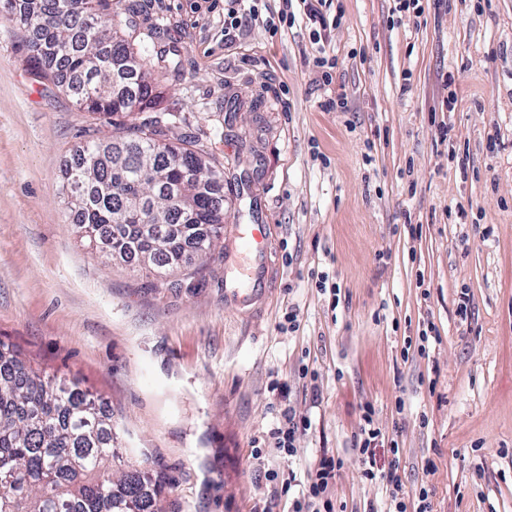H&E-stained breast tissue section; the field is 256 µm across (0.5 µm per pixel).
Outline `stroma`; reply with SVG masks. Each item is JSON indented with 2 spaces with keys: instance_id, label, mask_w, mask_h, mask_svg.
<instances>
[{
  "instance_id": "stroma-1",
  "label": "stroma",
  "mask_w": 512,
  "mask_h": 512,
  "mask_svg": "<svg viewBox=\"0 0 512 512\" xmlns=\"http://www.w3.org/2000/svg\"><path fill=\"white\" fill-rule=\"evenodd\" d=\"M339 3L328 90L305 23L228 40L220 7L114 6L122 32L162 25L159 47L180 55L152 106L176 114L170 141L228 184L254 173L279 278L252 321L225 305L220 257L109 267L81 242L64 203L75 150L146 115L114 122L34 82L19 18L0 7V342L112 413L120 455L142 450L165 474L163 512H291L325 454L343 462L335 512H388L385 486L360 478L364 404L399 444L377 459L406 493L428 489L433 512H512V0H444L418 28L390 26L392 0ZM330 93L345 111L323 109ZM290 411L308 421L292 455L271 437Z\"/></svg>"
}]
</instances>
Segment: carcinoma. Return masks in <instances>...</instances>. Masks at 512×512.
<instances>
[{
    "label": "carcinoma",
    "mask_w": 512,
    "mask_h": 512,
    "mask_svg": "<svg viewBox=\"0 0 512 512\" xmlns=\"http://www.w3.org/2000/svg\"><path fill=\"white\" fill-rule=\"evenodd\" d=\"M29 73L72 93L83 112H141L158 97L145 60L180 65L142 40L137 54L115 28L112 0H28ZM151 117L120 140L78 147L67 173L83 239L107 258L157 267L191 250L210 256L224 233V183L203 154L167 141ZM115 427L78 384L32 369L0 348V512H162L163 477L112 472Z\"/></svg>",
    "instance_id": "carcinoma-1"
}]
</instances>
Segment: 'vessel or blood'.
<instances>
[{
  "mask_svg": "<svg viewBox=\"0 0 512 512\" xmlns=\"http://www.w3.org/2000/svg\"><path fill=\"white\" fill-rule=\"evenodd\" d=\"M268 231L257 207H250L248 223L239 225L224 247V265L231 270L224 278V302L248 316L260 313L262 301L272 291Z\"/></svg>",
  "mask_w": 512,
  "mask_h": 512,
  "instance_id": "obj_1",
  "label": "vessel or blood"
}]
</instances>
